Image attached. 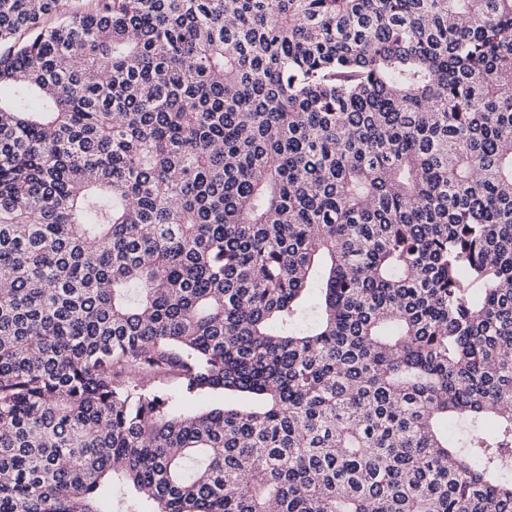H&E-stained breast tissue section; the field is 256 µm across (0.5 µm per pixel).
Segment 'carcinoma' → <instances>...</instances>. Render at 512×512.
I'll use <instances>...</instances> for the list:
<instances>
[{"instance_id": "obj_1", "label": "carcinoma", "mask_w": 512, "mask_h": 512, "mask_svg": "<svg viewBox=\"0 0 512 512\" xmlns=\"http://www.w3.org/2000/svg\"><path fill=\"white\" fill-rule=\"evenodd\" d=\"M0 272V512H512V0H0ZM256 400L240 395H234L224 392H214L203 398L199 406H252L255 405Z\"/></svg>"}]
</instances>
